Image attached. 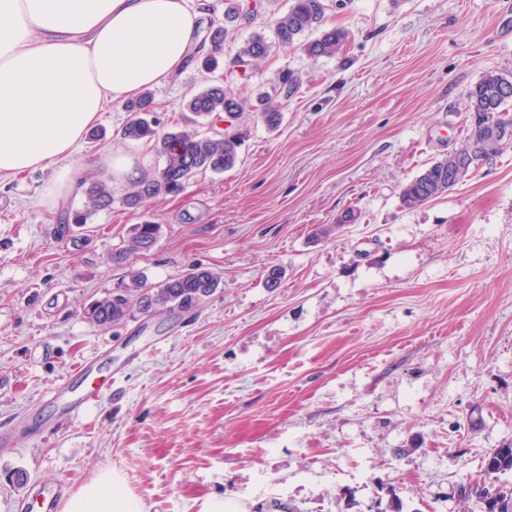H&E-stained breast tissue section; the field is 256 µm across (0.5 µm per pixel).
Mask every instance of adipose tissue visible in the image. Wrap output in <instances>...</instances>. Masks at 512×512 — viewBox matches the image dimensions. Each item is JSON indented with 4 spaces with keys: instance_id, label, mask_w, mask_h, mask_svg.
<instances>
[{
    "instance_id": "ef3b65f1",
    "label": "adipose tissue",
    "mask_w": 512,
    "mask_h": 512,
    "mask_svg": "<svg viewBox=\"0 0 512 512\" xmlns=\"http://www.w3.org/2000/svg\"><path fill=\"white\" fill-rule=\"evenodd\" d=\"M204 0H0V178L49 171L38 200L57 211L86 174L73 157L109 105L164 84L199 43ZM110 185L141 180L139 154L94 161ZM100 469L63 512H145Z\"/></svg>"
}]
</instances>
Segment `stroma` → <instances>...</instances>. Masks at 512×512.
<instances>
[{"label": "stroma", "mask_w": 512, "mask_h": 512, "mask_svg": "<svg viewBox=\"0 0 512 512\" xmlns=\"http://www.w3.org/2000/svg\"><path fill=\"white\" fill-rule=\"evenodd\" d=\"M224 47L271 36L289 0H260ZM342 51L311 60L274 47L229 80L255 100L277 72L302 78L282 121H231L236 166L199 172L173 197L111 210L82 227L37 201L44 172L0 190V512H46L30 487L72 492L120 472L146 512H199L236 494L251 512H459V489L512 442V148L447 193L404 209L406 182L455 150L465 90L512 71V0H326ZM205 76L154 88L161 127ZM115 104L82 163L121 139ZM360 218L340 224L347 210ZM161 235L113 264L143 220ZM337 224L314 240L318 226ZM194 265L222 283L201 308L91 325L94 299L144 273L158 284ZM284 272L279 287L269 268ZM94 364L101 390L80 413L49 391Z\"/></svg>", "instance_id": "stroma-1"}]
</instances>
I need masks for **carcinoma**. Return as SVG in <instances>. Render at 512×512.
<instances>
[{"instance_id":"obj_1","label":"carcinoma","mask_w":512,"mask_h":512,"mask_svg":"<svg viewBox=\"0 0 512 512\" xmlns=\"http://www.w3.org/2000/svg\"><path fill=\"white\" fill-rule=\"evenodd\" d=\"M325 11V0H291L288 11L274 21V41L254 35L226 59L225 41L229 28L241 17L242 4L240 0H224V23H210L206 35L200 37L199 46L189 55V63L211 78L187 98L184 110L196 118L223 112L239 118L251 107L267 125L277 126L281 112L272 106V100L280 97L287 86L299 90L301 76L293 70L279 72L270 90L258 93L256 105L252 106L225 86L222 71L238 63L253 68L268 57L274 42L284 48L298 49L314 59L337 55L348 39V32L335 27L322 28ZM314 30L320 34L313 39L306 38V34ZM124 109L129 113V120L123 128V138L151 143L164 159L163 168L157 174L126 188L122 202L129 209H137L151 199L179 194L186 180L196 172L222 173L236 163L243 138L239 130L208 136L174 125L161 132L155 120L156 104L149 91L126 102ZM464 112V139L468 142L482 141L493 125L512 129V71L483 73L465 92ZM456 159V153L451 152L407 182L400 195L402 206L409 210L417 208L454 187L456 181L449 178L448 170ZM84 194V207L69 213L64 223L81 227L97 212L112 207V187L102 179H90ZM158 234L159 225L150 221L132 225L129 248L112 253V262L123 264L131 254L151 249ZM220 283L221 276L217 272L200 265L158 285L147 283L144 276L138 274L123 289L96 301L88 318L99 327L113 328L127 321L135 311L148 317L159 312H188L212 296ZM509 472H512V445L493 448L487 453L482 473L475 481L487 492L498 489L499 498L512 505V487L499 481V476Z\"/></svg>"}]
</instances>
